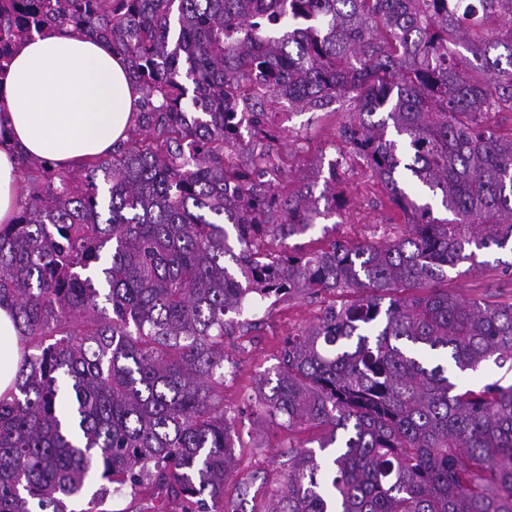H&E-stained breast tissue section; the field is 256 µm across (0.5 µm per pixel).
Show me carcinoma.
Masks as SVG:
<instances>
[{
    "instance_id": "carcinoma-1",
    "label": "carcinoma",
    "mask_w": 512,
    "mask_h": 512,
    "mask_svg": "<svg viewBox=\"0 0 512 512\" xmlns=\"http://www.w3.org/2000/svg\"><path fill=\"white\" fill-rule=\"evenodd\" d=\"M68 28L128 60L129 139L56 168L18 152L0 224V306L30 354L0 399V512H241L224 419V337L249 295L351 290L288 337L257 415L328 428L264 512H512V302L441 287L512 251V0H0L14 48ZM349 103L342 137L406 218L385 243L285 247L336 213L276 162L275 102ZM250 128L245 143L236 128ZM303 185L288 189V179ZM442 208L450 217L438 219ZM503 372L498 370L494 365H488L475 373L465 372L457 375V382L467 387L481 386L485 383L498 380Z\"/></svg>"
}]
</instances>
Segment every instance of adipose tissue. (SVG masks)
<instances>
[{"instance_id":"ef3b65f1","label":"adipose tissue","mask_w":512,"mask_h":512,"mask_svg":"<svg viewBox=\"0 0 512 512\" xmlns=\"http://www.w3.org/2000/svg\"><path fill=\"white\" fill-rule=\"evenodd\" d=\"M0 114L10 137L0 144V224L18 206V153L66 168L128 139L142 91L128 62L103 44L48 29L22 42L0 75ZM25 339L15 314L0 307V399L10 398Z\"/></svg>"}]
</instances>
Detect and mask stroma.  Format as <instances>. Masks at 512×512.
Returning <instances> with one entry per match:
<instances>
[{
    "instance_id": "1",
    "label": "stroma",
    "mask_w": 512,
    "mask_h": 512,
    "mask_svg": "<svg viewBox=\"0 0 512 512\" xmlns=\"http://www.w3.org/2000/svg\"><path fill=\"white\" fill-rule=\"evenodd\" d=\"M278 109L287 115L286 132L276 144L284 168L308 174L340 159L344 104L325 112H301L289 110L283 99ZM350 165V172L336 185L345 202L339 215L290 238L291 248L307 252L334 240L348 245L372 241L403 223V216L362 159L351 158ZM486 259L483 269L462 276L449 274L448 289L467 299L511 302L512 278L502 276L497 263L512 260V252L496 249ZM341 300L340 293L323 291L287 296L275 303L256 301L237 315L234 335L224 339V408L235 455V467L224 484V499L243 503L245 512H262L268 499L285 486L291 457L318 450L326 434L320 427L291 430L257 419L253 411L261 402L259 382L278 366L288 336L316 322L327 307Z\"/></svg>"
}]
</instances>
